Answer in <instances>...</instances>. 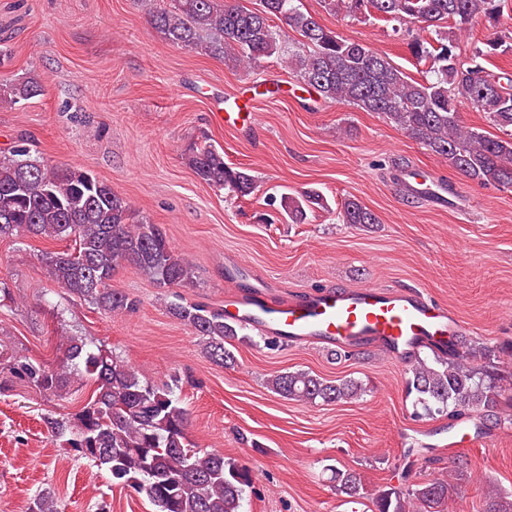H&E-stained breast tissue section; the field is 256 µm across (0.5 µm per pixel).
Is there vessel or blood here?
<instances>
[{"instance_id":"obj_1","label":"vessel or blood","mask_w":512,"mask_h":512,"mask_svg":"<svg viewBox=\"0 0 512 512\" xmlns=\"http://www.w3.org/2000/svg\"><path fill=\"white\" fill-rule=\"evenodd\" d=\"M260 115L249 111L224 115L226 127L245 133L258 126ZM417 194L444 204L445 183L428 182L406 175ZM226 320L254 326L264 335L292 344H316L350 349L375 344L402 361L422 346L437 350L460 336L463 320L417 290L380 288H329L302 297L276 301L263 283L248 291L224 296Z\"/></svg>"}]
</instances>
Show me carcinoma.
<instances>
[{"instance_id": "obj_1", "label": "carcinoma", "mask_w": 512, "mask_h": 512, "mask_svg": "<svg viewBox=\"0 0 512 512\" xmlns=\"http://www.w3.org/2000/svg\"><path fill=\"white\" fill-rule=\"evenodd\" d=\"M174 2L168 10L149 9L152 25L170 44L248 68L280 52L285 26L308 47L289 55L286 63L321 98L381 114L467 178L512 188V73L482 64L495 54L512 53V31L473 47L468 65L458 61L462 33L477 18L498 22L502 0H321L327 11H343L358 20L423 24L430 37L407 42L410 54L428 64L419 80L365 44L324 27L302 12L296 0H261L263 9L257 11L231 0ZM276 19L282 26L274 24ZM40 91L33 79L0 82V103L12 105ZM463 104L487 114L503 136L460 125ZM187 161L211 187L240 197L255 190L252 176L227 165L224 152L211 144L189 146ZM315 205L323 206V198L310 189L285 198L283 210L298 224ZM340 216L344 224L379 223L356 199L344 201ZM24 235L74 238L72 252L41 254L48 277L111 314L136 307L127 294L110 288L115 271L126 264L160 288L182 287L194 277L192 263L175 252L160 225L135 219L130 202L90 171L55 166L32 155L21 136L0 156V238ZM168 313L199 337L215 364H235L228 345L244 326L224 320V310L174 301ZM61 346L63 358L55 367L0 351L11 374L49 396L63 399L76 383L94 386L74 418L44 417L53 437L105 468L113 482L145 493L157 512H241L251 472L221 452L195 447L178 384L142 379L111 350L83 336H64ZM267 384L282 398L308 403L350 400L364 391L354 379L328 380L304 370L280 372ZM406 386L407 394L415 396L414 406L428 417L450 410L492 412L502 404L495 373L471 365L470 356L463 354L434 364L416 361ZM334 480L346 497L369 498L372 512H447L453 489L445 479H431L406 490L388 487L368 495L352 470L335 471ZM31 512H61V506L53 496L41 494ZM482 512H512V494L488 491Z\"/></svg>"}]
</instances>
